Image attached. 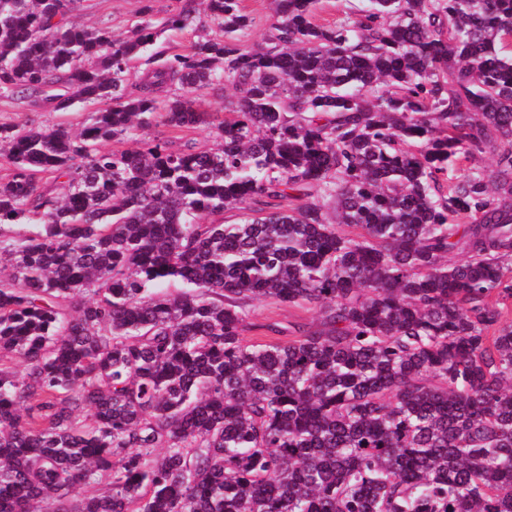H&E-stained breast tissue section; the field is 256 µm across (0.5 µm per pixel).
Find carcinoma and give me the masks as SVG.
Segmentation results:
<instances>
[{
  "mask_svg": "<svg viewBox=\"0 0 512 512\" xmlns=\"http://www.w3.org/2000/svg\"><path fill=\"white\" fill-rule=\"evenodd\" d=\"M75 2L0 0V99L100 106L0 124V512H512V0H274L256 46ZM212 86L210 145L150 136ZM261 301L319 322L251 342ZM175 0H79L68 21L80 26H103L117 34L124 33L128 24L141 17L145 6H150L155 19L167 17L176 7ZM346 6V0H319L314 14V22L334 25L345 17ZM195 33L191 30H168L158 40L155 46L156 50H165L166 52H178L188 46L195 38ZM231 90L229 89H208L205 93H203L199 97V101L197 103L198 110L200 112H207L213 117L215 122H219L224 120V113H228V109L231 108L229 103L233 100L230 96ZM224 106H227V109H224ZM97 107H88L70 114H62L34 109L28 100L0 101V122L44 128L53 127L59 123H67L68 127L74 131L83 125L89 112H94Z\"/></svg>",
  "mask_w": 512,
  "mask_h": 512,
  "instance_id": "obj_1",
  "label": "carcinoma"
}]
</instances>
